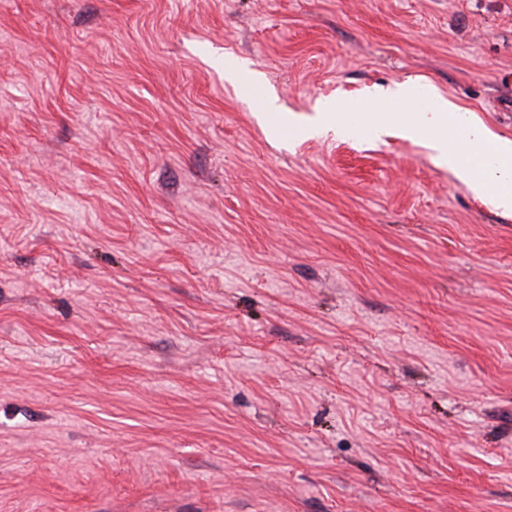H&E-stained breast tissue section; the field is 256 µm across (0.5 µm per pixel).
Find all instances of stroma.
Masks as SVG:
<instances>
[{"instance_id":"35a3bbf8","label":"stroma","mask_w":512,"mask_h":512,"mask_svg":"<svg viewBox=\"0 0 512 512\" xmlns=\"http://www.w3.org/2000/svg\"><path fill=\"white\" fill-rule=\"evenodd\" d=\"M410 78L512 139V0H0V512H512V216L256 118Z\"/></svg>"}]
</instances>
